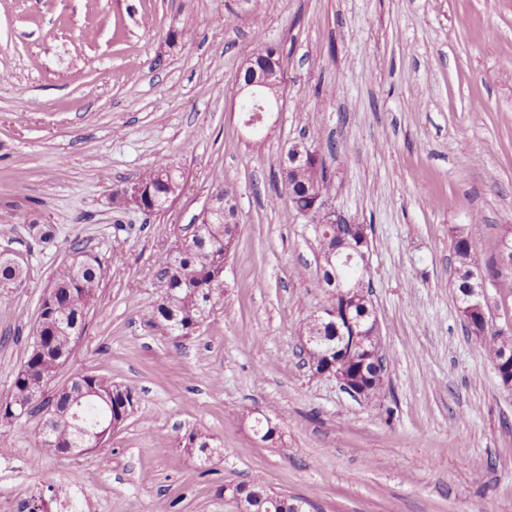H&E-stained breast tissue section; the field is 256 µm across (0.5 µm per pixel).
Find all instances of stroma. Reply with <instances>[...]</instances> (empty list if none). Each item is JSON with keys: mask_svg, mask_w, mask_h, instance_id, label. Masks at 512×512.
<instances>
[{"mask_svg": "<svg viewBox=\"0 0 512 512\" xmlns=\"http://www.w3.org/2000/svg\"><path fill=\"white\" fill-rule=\"evenodd\" d=\"M172 29L188 39L170 44ZM264 46L286 84L253 135L235 93ZM293 141L323 155L332 204L368 227L382 400L303 362L326 295L315 226L281 181ZM163 157L181 195L114 209L113 189ZM225 185L239 232L224 296L193 335L168 334L151 314L158 258ZM476 216L488 257L512 228V0H0V253L26 274L0 286V396L76 243L113 275L55 382L96 374L135 394L83 455L43 448L39 420L8 423L0 512L61 482L84 512H238L225 485L257 479L317 512H512V389L452 287V230ZM259 412L272 440L252 430ZM193 432L211 456L187 452Z\"/></svg>", "mask_w": 512, "mask_h": 512, "instance_id": "obj_1", "label": "stroma"}]
</instances>
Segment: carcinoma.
Listing matches in <instances>:
<instances>
[{"label": "carcinoma", "instance_id": "obj_1", "mask_svg": "<svg viewBox=\"0 0 512 512\" xmlns=\"http://www.w3.org/2000/svg\"><path fill=\"white\" fill-rule=\"evenodd\" d=\"M170 165L167 159L156 161L146 170L137 182L146 185L153 192V199L164 197L168 186L159 179L162 168ZM330 177L327 173L323 158L319 157L307 168L289 175L288 183L284 185L288 200L296 212H301L302 204L313 190H319L322 195L329 194ZM236 223V214L228 218H220L214 224H206L198 235L199 243L188 252L179 255L176 264H170L169 254L159 258L161 273L167 282L166 294L152 305V315L160 322L169 321L177 328V335L190 336L199 324L206 321L213 305L221 298V294L211 292L212 285L224 281V258L230 253L235 239L224 234V226ZM482 224L473 221L453 230L452 245L456 262V277L453 283L458 295H463L469 288L465 271L468 269L481 270L498 278L501 273L497 268L498 256L488 260L482 259L474 249V239L480 233ZM356 225L338 224L335 235L320 241L321 249L328 251L349 239ZM21 267L12 260L0 259V284H15L22 279ZM106 265L101 257L83 247L74 246L71 260L62 263L54 272L50 284L51 304H43L39 313L41 338L46 348L44 353L34 352L33 346H28L24 363L17 371L10 396L0 401V419L11 422L20 418L16 414L18 408L25 404L28 396L29 378L33 375H53L56 371L55 361L49 352L66 345L67 337L75 333L74 326L85 327L87 314L97 301L100 288L106 276ZM368 272L353 265L336 263V267L324 269L320 273L323 287L327 288L326 307L331 308L341 304L336 296V288L331 283L337 279L347 287L365 295L364 288ZM468 332L481 338L485 351L501 375H512V336L502 331H491L485 323L463 315ZM306 333L322 338V347L314 355V362L320 366L327 363L322 357L331 344L336 342V324L329 321L314 324L308 323ZM340 368L347 376H361L366 383L368 392L365 398L372 400L386 388L385 369L362 353L344 356ZM92 382L103 393H113L112 406H101L95 402L86 407L83 417L84 424L92 426L100 418L117 415V409L124 405L130 397L122 396V391H112V380L100 375L92 376ZM80 442L76 430L60 417V424L51 441L45 443V448L51 452H60L68 442ZM240 498L237 506L245 512H306L307 501L295 496L267 492L255 482L251 485H238Z\"/></svg>", "mask_w": 512, "mask_h": 512}]
</instances>
